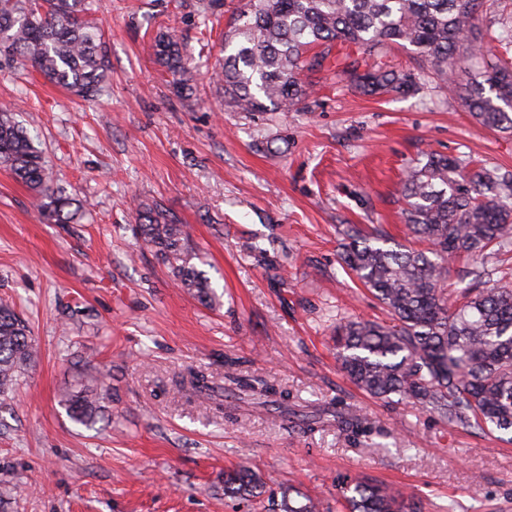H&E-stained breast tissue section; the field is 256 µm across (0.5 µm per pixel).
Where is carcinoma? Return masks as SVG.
<instances>
[{
  "instance_id": "cac0c4a2",
  "label": "carcinoma",
  "mask_w": 512,
  "mask_h": 512,
  "mask_svg": "<svg viewBox=\"0 0 512 512\" xmlns=\"http://www.w3.org/2000/svg\"><path fill=\"white\" fill-rule=\"evenodd\" d=\"M488 0H243L226 34L220 80L225 103L260 112L264 101L281 112H299L314 84L302 71H318L329 50L355 47L378 56L392 46L412 47L441 81L450 82L464 107L483 126L512 133V59L483 55L469 41ZM101 0H0V60L32 68L73 96L101 95L109 71L104 35L94 14ZM323 46L313 55L309 51ZM154 52L173 75L178 92L191 90L190 71L174 32L159 36ZM339 77L368 94L405 93L417 75L378 62L361 68L336 58ZM0 164L36 200L42 221L70 224L80 208L54 188L52 171L34 138L14 113L0 108ZM401 194L409 233L426 243L413 249L381 227L344 231L341 260L383 304L385 321L356 320L336 327L342 371L361 390L393 404L411 403L450 427L512 433V284L448 294L450 263L512 245V170H461L451 156L432 153L412 168ZM144 244L177 284L204 304L214 290L198 270V254L185 243L176 216L152 205L139 214ZM35 357V338L12 305L0 302V396L11 391ZM182 384L190 396L214 397L201 369L189 368ZM107 390L84 384L63 402L76 424L93 428L104 418ZM259 475L246 468L224 474V495L248 499L262 493ZM347 512H421L419 503L360 477L341 483ZM268 512H322L321 503L292 488L269 499Z\"/></svg>"
}]
</instances>
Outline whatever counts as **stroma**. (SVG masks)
<instances>
[{"label":"stroma","mask_w":512,"mask_h":512,"mask_svg":"<svg viewBox=\"0 0 512 512\" xmlns=\"http://www.w3.org/2000/svg\"><path fill=\"white\" fill-rule=\"evenodd\" d=\"M239 0H103L110 78L88 103L35 70L0 67V105L37 136L75 224H45L0 165V301L29 322L35 362L0 402V512H264L291 485L336 507L346 475L382 482L423 512H512V443L449 427L358 389L336 361L337 324L383 319L339 263L346 225L409 238L400 193L425 154L512 170V135L479 124L402 47L389 65L418 91L366 95L335 68L315 75L301 112H234L214 72ZM512 0H490L473 31L496 47ZM181 35L193 93L180 97L153 51ZM160 205L183 224L210 277L213 305L177 288L136 233ZM203 369L223 410L178 380ZM262 381L253 400L235 378ZM112 388L109 419L88 429L62 405L77 382ZM375 429L352 433V412ZM247 466L262 496H224Z\"/></svg>","instance_id":"1"}]
</instances>
